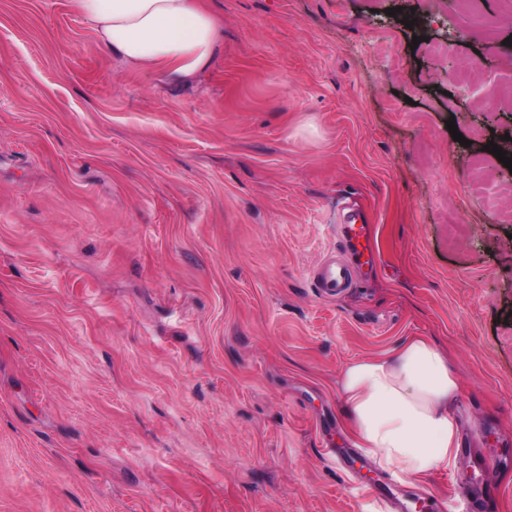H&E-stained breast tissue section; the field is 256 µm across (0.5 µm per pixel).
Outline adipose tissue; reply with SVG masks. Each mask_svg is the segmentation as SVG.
Here are the masks:
<instances>
[{
  "instance_id": "1",
  "label": "adipose tissue",
  "mask_w": 512,
  "mask_h": 512,
  "mask_svg": "<svg viewBox=\"0 0 512 512\" xmlns=\"http://www.w3.org/2000/svg\"><path fill=\"white\" fill-rule=\"evenodd\" d=\"M100 44L125 63L183 82L212 60L222 25L205 0H71ZM336 389L355 447L398 478L448 467L459 448L450 406L459 380L435 341L407 339L393 353L358 359Z\"/></svg>"
}]
</instances>
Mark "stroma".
<instances>
[{
	"label": "stroma",
	"mask_w": 512,
	"mask_h": 512,
	"mask_svg": "<svg viewBox=\"0 0 512 512\" xmlns=\"http://www.w3.org/2000/svg\"><path fill=\"white\" fill-rule=\"evenodd\" d=\"M210 6L183 84L69 0H0V512H387L384 483L461 512L473 479L512 512V172L485 150L512 149V9L462 39L448 0ZM340 197L376 264L328 297ZM412 337L484 468L403 482L354 448L341 369Z\"/></svg>",
	"instance_id": "stroma-1"
}]
</instances>
